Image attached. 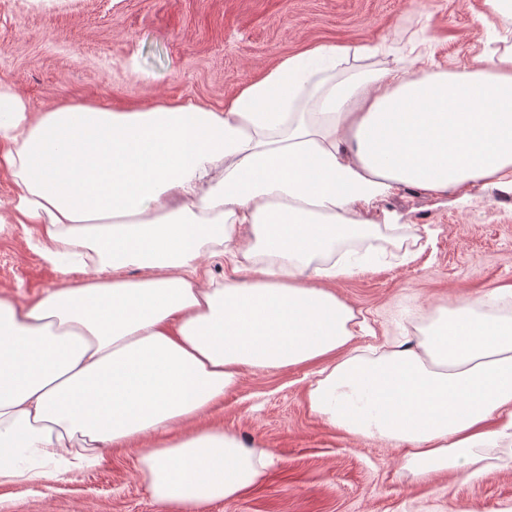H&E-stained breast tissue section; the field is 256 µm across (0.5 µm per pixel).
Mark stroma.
Wrapping results in <instances>:
<instances>
[{
    "label": "stroma",
    "mask_w": 512,
    "mask_h": 512,
    "mask_svg": "<svg viewBox=\"0 0 512 512\" xmlns=\"http://www.w3.org/2000/svg\"><path fill=\"white\" fill-rule=\"evenodd\" d=\"M483 0H0V82L30 111L93 105L127 111L193 101L223 107L243 84L318 45L380 46L362 71H451L497 50ZM395 227L359 250L378 253L337 294L362 330L354 346L416 343L438 309L512 285V192L432 198L400 188L383 201ZM30 224L0 227V290L29 301L59 275ZM317 366L245 372L212 424L269 448L265 480L206 512H512V451L483 470L415 475L394 445L326 425L309 405ZM0 512H163L130 453L56 479L0 484Z\"/></svg>",
    "instance_id": "1"
}]
</instances>
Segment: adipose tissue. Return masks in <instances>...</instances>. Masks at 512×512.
I'll return each instance as SVG.
<instances>
[{
	"instance_id": "adipose-tissue-1",
	"label": "adipose tissue",
	"mask_w": 512,
	"mask_h": 512,
	"mask_svg": "<svg viewBox=\"0 0 512 512\" xmlns=\"http://www.w3.org/2000/svg\"><path fill=\"white\" fill-rule=\"evenodd\" d=\"M362 52L288 57L220 109L36 113L0 83V224L38 225L62 278L32 302L0 293V481L118 448L169 512L237 499L272 453L205 419L249 369L319 365L312 411L403 448L419 476L512 438L511 313L475 297L415 344L352 354L332 290L358 268L337 249L389 224L378 198L512 191V45L419 77L348 68ZM228 255L247 280L202 265Z\"/></svg>"
}]
</instances>
